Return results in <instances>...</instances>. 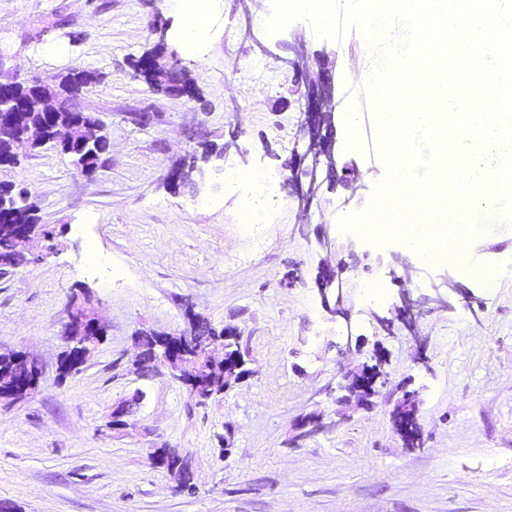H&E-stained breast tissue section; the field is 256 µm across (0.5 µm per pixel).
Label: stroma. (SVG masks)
Returning a JSON list of instances; mask_svg holds the SVG:
<instances>
[{"mask_svg": "<svg viewBox=\"0 0 512 512\" xmlns=\"http://www.w3.org/2000/svg\"><path fill=\"white\" fill-rule=\"evenodd\" d=\"M271 12V0H222L198 52L179 39L170 0H0V79L95 72L78 105L110 143L89 176L50 145L0 167V182L24 187L55 234L54 251L37 241L27 265L0 268V346L41 367L31 396L0 401V503L11 512H512V276L489 288L461 265L403 269L385 246L383 263L364 258L369 242L340 222L367 209L387 177L360 78L373 53L356 28L320 39L295 20L268 33L259 16ZM296 31L334 58L342 108L362 117L355 134L338 123L337 140L364 187L352 198L323 191L308 224L284 193L264 223L245 224L251 189L229 169L285 179L282 160L306 150L283 62ZM160 42L178 57L187 93L135 77L134 62ZM50 44L62 53L46 54ZM233 131L241 154L209 159L195 188L169 189L174 165ZM478 220L487 231L470 241L469 261L512 257V225ZM326 260L345 264L347 317L322 305L315 276ZM445 272L462 288L451 307L420 318L419 336L382 330L402 289L431 293ZM81 305L107 334L63 378L58 356ZM189 310L236 328L250 361L247 378L203 403L163 365L136 364L139 333L180 332ZM377 343L388 353L384 380L366 405L342 403L344 372L370 362ZM407 392L418 400L414 447L392 422ZM130 399L135 425L113 429V407ZM317 416L325 428L299 435L297 423ZM161 447L187 459L188 485L154 462Z\"/></svg>", "mask_w": 512, "mask_h": 512, "instance_id": "1", "label": "stroma"}]
</instances>
